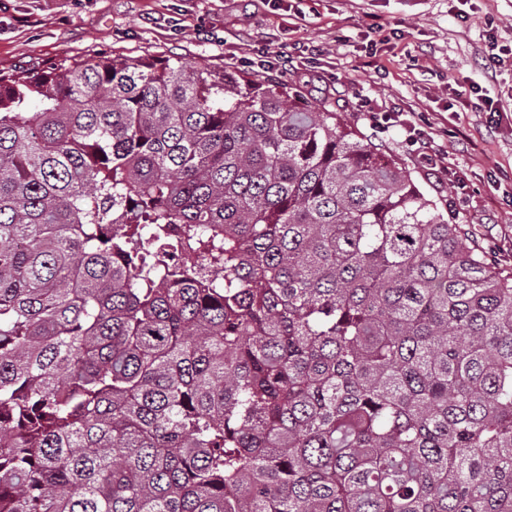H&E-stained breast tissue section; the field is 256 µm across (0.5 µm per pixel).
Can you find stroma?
Instances as JSON below:
<instances>
[{
    "instance_id": "obj_1",
    "label": "stroma",
    "mask_w": 512,
    "mask_h": 512,
    "mask_svg": "<svg viewBox=\"0 0 512 512\" xmlns=\"http://www.w3.org/2000/svg\"><path fill=\"white\" fill-rule=\"evenodd\" d=\"M109 57L282 73L337 105L512 268V0H0V70ZM400 118L371 126L367 112ZM427 134L447 171L413 152Z\"/></svg>"
}]
</instances>
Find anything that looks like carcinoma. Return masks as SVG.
I'll list each match as a JSON object with an SVG mask.
<instances>
[{
    "label": "carcinoma",
    "instance_id": "cac0c4a2",
    "mask_svg": "<svg viewBox=\"0 0 512 512\" xmlns=\"http://www.w3.org/2000/svg\"><path fill=\"white\" fill-rule=\"evenodd\" d=\"M302 99L0 72V512H512V270Z\"/></svg>",
    "mask_w": 512,
    "mask_h": 512
}]
</instances>
